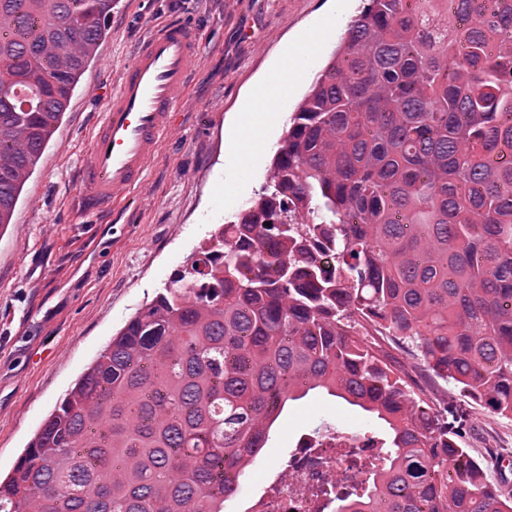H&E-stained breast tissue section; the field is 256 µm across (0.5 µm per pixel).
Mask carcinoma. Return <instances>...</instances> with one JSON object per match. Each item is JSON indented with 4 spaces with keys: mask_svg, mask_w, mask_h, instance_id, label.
<instances>
[{
    "mask_svg": "<svg viewBox=\"0 0 512 512\" xmlns=\"http://www.w3.org/2000/svg\"><path fill=\"white\" fill-rule=\"evenodd\" d=\"M114 4L0 0V228ZM360 318L512 415V0L351 17L264 191L112 336L0 478V512H224L311 392L389 428L336 512H512Z\"/></svg>",
    "mask_w": 512,
    "mask_h": 512,
    "instance_id": "carcinoma-1",
    "label": "carcinoma"
}]
</instances>
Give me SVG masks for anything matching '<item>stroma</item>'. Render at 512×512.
I'll list each match as a JSON object with an SVG mask.
<instances>
[{
	"instance_id": "35a3bbf8",
	"label": "stroma",
	"mask_w": 512,
	"mask_h": 512,
	"mask_svg": "<svg viewBox=\"0 0 512 512\" xmlns=\"http://www.w3.org/2000/svg\"><path fill=\"white\" fill-rule=\"evenodd\" d=\"M364 0H116L107 34L0 229V472L8 473L53 410L137 309L168 284L217 225L233 220L267 180L286 116L327 64L346 22ZM184 20L204 51L173 130L144 184L101 216L78 213V163L104 98L132 51L164 21ZM331 27L305 75L281 101V122L243 174L226 138L250 92L303 32ZM440 421L463 447L493 460L512 448V417L477 427L480 405L451 384L438 395ZM322 420L380 435L384 426L357 408L316 393L289 404L259 455L271 461L296 433Z\"/></svg>"
}]
</instances>
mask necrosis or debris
I'll return each instance as SVG.
<instances>
[{
  "label": "necrosis or debris",
  "instance_id": "obj_1",
  "mask_svg": "<svg viewBox=\"0 0 512 512\" xmlns=\"http://www.w3.org/2000/svg\"><path fill=\"white\" fill-rule=\"evenodd\" d=\"M368 455L363 442L317 426L298 438L287 457L267 465L262 492L247 500L245 512H327L330 490L367 487Z\"/></svg>",
  "mask_w": 512,
  "mask_h": 512
}]
</instances>
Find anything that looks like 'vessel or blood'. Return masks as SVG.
<instances>
[{
    "label": "vessel or blood",
    "instance_id": "vessel-or-blood-1",
    "mask_svg": "<svg viewBox=\"0 0 512 512\" xmlns=\"http://www.w3.org/2000/svg\"><path fill=\"white\" fill-rule=\"evenodd\" d=\"M201 50L198 32L178 20L153 27L137 44L81 159L83 213L108 212L142 185Z\"/></svg>",
    "mask_w": 512,
    "mask_h": 512
}]
</instances>
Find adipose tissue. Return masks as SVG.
I'll return each mask as SVG.
<instances>
[{
    "mask_svg": "<svg viewBox=\"0 0 512 512\" xmlns=\"http://www.w3.org/2000/svg\"><path fill=\"white\" fill-rule=\"evenodd\" d=\"M323 38V33L314 31L289 44L271 77L258 86L254 104L246 105L240 120L231 128L228 140L232 151L239 154L246 152L253 156L262 148L260 133L278 121L279 100L301 70L300 50L316 51Z\"/></svg>",
    "mask_w": 512,
    "mask_h": 512,
    "instance_id": "ef3b65f1",
    "label": "adipose tissue"
}]
</instances>
